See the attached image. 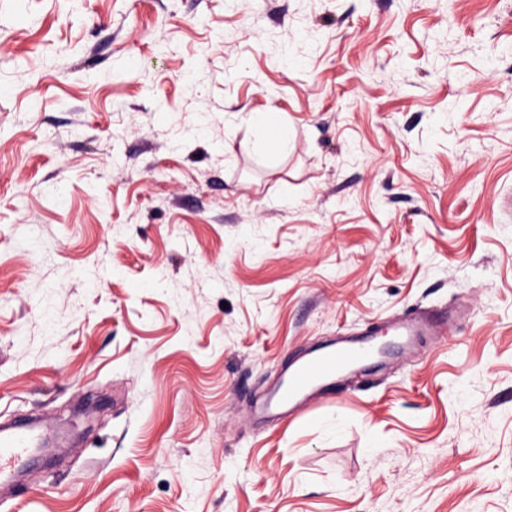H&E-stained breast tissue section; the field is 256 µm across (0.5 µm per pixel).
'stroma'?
Returning a JSON list of instances; mask_svg holds the SVG:
<instances>
[{
  "label": "stroma",
  "mask_w": 512,
  "mask_h": 512,
  "mask_svg": "<svg viewBox=\"0 0 512 512\" xmlns=\"http://www.w3.org/2000/svg\"><path fill=\"white\" fill-rule=\"evenodd\" d=\"M461 305L252 417L306 348ZM20 414L83 434L0 512H512V0H0ZM249 120L257 130L262 148L277 155L288 151L291 142L288 122L276 119L267 112L252 113ZM448 325V312L440 317H434L426 310L416 311L405 316L392 328L391 336H395L399 349L409 347L419 336H444Z\"/></svg>",
  "instance_id": "obj_1"
}]
</instances>
